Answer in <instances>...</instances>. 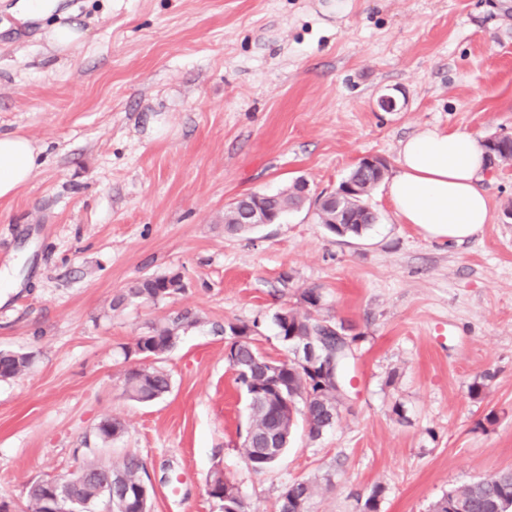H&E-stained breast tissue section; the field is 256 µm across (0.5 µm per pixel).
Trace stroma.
I'll use <instances>...</instances> for the list:
<instances>
[{
	"label": "stroma",
	"instance_id": "obj_1",
	"mask_svg": "<svg viewBox=\"0 0 512 512\" xmlns=\"http://www.w3.org/2000/svg\"><path fill=\"white\" fill-rule=\"evenodd\" d=\"M63 0L81 44L53 50L42 23L0 0V133L44 150L0 200V350L33 356L0 380V501L28 512L30 484L96 455L142 459L152 512H221L214 473L250 512L316 484L308 512H430L450 488L512 469V165L483 183L491 219L464 243L379 221L359 239L313 211L239 236L224 209L306 180L335 188L366 156L395 170L399 140L427 128L512 136V0ZM394 95L397 111L378 105ZM180 274L156 302L115 306L130 283ZM320 289L324 315L355 336L351 385L318 438L297 426L270 469L243 458V390L227 323L288 351L274 315ZM190 312L160 365L170 392L125 393L139 336ZM119 419L104 443L96 428Z\"/></svg>",
	"mask_w": 512,
	"mask_h": 512
}]
</instances>
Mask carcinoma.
I'll use <instances>...</instances> for the list:
<instances>
[{
	"mask_svg": "<svg viewBox=\"0 0 512 512\" xmlns=\"http://www.w3.org/2000/svg\"><path fill=\"white\" fill-rule=\"evenodd\" d=\"M486 147L493 164L512 165V143L509 141H486ZM384 171L369 168L365 160H360L349 175L340 182V186L350 184L360 190L358 197L348 196V191L340 193L341 207L352 212V224H328L329 232L338 236H360L377 221L376 213L366 203L371 190L384 179ZM304 203L298 183L276 193H251L238 198L224 211V232L237 235L251 230L250 225L240 223L242 213L247 208L265 207L277 212L282 219L289 211L297 210ZM182 276L178 273L168 276H148L131 283L125 294L113 302L117 307L126 301L142 299L155 302L169 297L183 288ZM305 304L302 311L283 308L275 314L278 336L288 348L289 357L278 362L279 373L274 384H269L266 376L268 366L258 358L251 336L254 327L248 324L229 325L230 330H238V339L228 348L227 360L235 372V382L245 391L256 394V406L249 416L246 434L250 441L243 447L247 464L255 471H263L274 465L272 454L254 446L255 439L273 435L282 448L290 443L297 421H302L312 438L332 427L339 418L340 407L345 399L344 393L336 389L329 374L320 370L313 372L295 361L294 348L305 339L323 334L322 344L330 354L338 358L350 350H336V335L324 333V324L336 326L331 318L321 314V293L308 288L301 293ZM198 319L187 313H178L159 327H153L138 337L130 353L147 354L160 350L167 352L173 348L181 333L195 325ZM30 366V361L22 353L0 351V378H13ZM171 389V378L162 368L150 366L139 371H131L125 377V393L132 400L162 398ZM82 470L96 473L112 472V499L103 500L98 484L86 480L74 489V494L84 502L103 506L105 512H150V499L139 503L136 490L145 484L144 465L134 455H127L121 461L113 463L89 457ZM210 496L221 507L236 506L242 502L238 489L223 474L212 478ZM50 480L33 483L28 491L29 512H49L48 499ZM316 491L314 483L293 481L280 495L279 512H298L307 508ZM463 505L464 512H512V469L501 470L491 478L465 484L449 490L438 500L431 512H458L457 506Z\"/></svg>",
	"mask_w": 512,
	"mask_h": 512,
	"instance_id": "obj_1",
	"label": "carcinoma"
}]
</instances>
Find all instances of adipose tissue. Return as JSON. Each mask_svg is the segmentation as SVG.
Here are the masks:
<instances>
[{
    "mask_svg": "<svg viewBox=\"0 0 512 512\" xmlns=\"http://www.w3.org/2000/svg\"><path fill=\"white\" fill-rule=\"evenodd\" d=\"M40 160V149L28 138L0 134V200L11 198ZM486 168L487 154L476 135L427 129L400 141L397 168L385 189L401 223L462 243L490 220V200L481 187Z\"/></svg>",
    "mask_w": 512,
    "mask_h": 512,
    "instance_id": "obj_1",
    "label": "adipose tissue"
}]
</instances>
